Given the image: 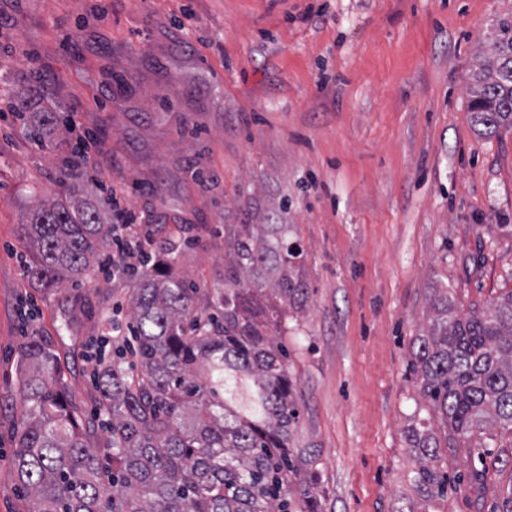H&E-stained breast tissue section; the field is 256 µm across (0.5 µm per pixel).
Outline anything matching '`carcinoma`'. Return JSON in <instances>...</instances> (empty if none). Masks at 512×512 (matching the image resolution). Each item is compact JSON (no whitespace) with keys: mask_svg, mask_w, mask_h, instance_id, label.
Here are the masks:
<instances>
[{"mask_svg":"<svg viewBox=\"0 0 512 512\" xmlns=\"http://www.w3.org/2000/svg\"><path fill=\"white\" fill-rule=\"evenodd\" d=\"M468 111L484 138L512 130V13L490 24ZM29 134L51 141L58 112L40 91L5 90ZM83 179L76 151L59 182ZM33 285L85 280L112 249V225L88 202L44 201L22 225ZM166 242L122 271L133 345L111 341L97 361L95 412L72 405L60 359L39 335L17 355L12 466L28 512H289L288 439L293 381L279 337L288 311H305L302 250L286 224L224 225V286L201 289L174 274ZM420 394L448 430L470 438L512 426V290L485 307L443 295L412 352ZM412 481L429 502L457 481L431 427H413Z\"/></svg>","mask_w":512,"mask_h":512,"instance_id":"cac0c4a2","label":"carcinoma"}]
</instances>
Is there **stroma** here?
I'll list each match as a JSON object with an SVG mask.
<instances>
[{
	"label": "stroma",
	"mask_w": 512,
	"mask_h": 512,
	"mask_svg": "<svg viewBox=\"0 0 512 512\" xmlns=\"http://www.w3.org/2000/svg\"><path fill=\"white\" fill-rule=\"evenodd\" d=\"M512 0H0V84L38 83L69 120L41 142L0 100V512H27L13 470L16 354L45 336L92 412L102 308L96 276L37 288L21 226L56 196L55 162L82 146L83 200L110 185L137 223L179 247L178 274L224 282L217 228L278 216L303 250L310 299L283 340L298 417L289 493L313 512H418L407 430L432 419L408 372L433 303L512 289V131L482 138L467 107L491 19ZM445 512H512V430L446 455ZM482 479L470 481L473 471Z\"/></svg>",
	"instance_id": "stroma-1"
}]
</instances>
